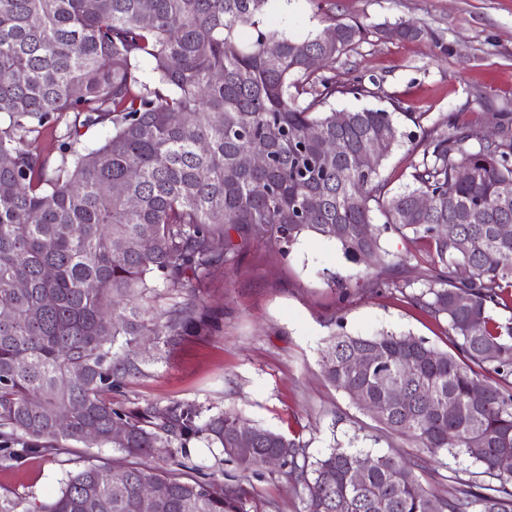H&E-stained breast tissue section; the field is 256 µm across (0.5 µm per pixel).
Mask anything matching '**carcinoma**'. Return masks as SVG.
Instances as JSON below:
<instances>
[{
    "mask_svg": "<svg viewBox=\"0 0 512 512\" xmlns=\"http://www.w3.org/2000/svg\"><path fill=\"white\" fill-rule=\"evenodd\" d=\"M271 2L0 0L3 435L33 452L73 441L133 458L156 448L186 458L190 442L202 439L243 478L279 454L302 485L301 512H512V473L499 469L512 456V316L494 318L512 312V236L499 232L512 224V116L494 114L495 128L485 132L451 113L444 128L423 130L422 161L394 192L379 176L402 145L393 113L320 111L338 94L367 90L307 64L309 52L325 62L348 52L366 27L330 17L316 35L295 40L269 29ZM389 33L410 40L424 29L400 23ZM68 112L74 120L57 139L56 164L26 149ZM94 127L106 135L91 147L81 137ZM257 149L268 161L244 165ZM422 196L431 199L427 209L417 204ZM232 230L243 241L267 234L286 253L313 235L372 268L386 265L388 232L428 245L420 286L373 285L444 318L456 353L411 333L352 335L340 324L320 367L356 405L383 406L377 421L387 432L433 455L466 456L475 466L468 478L441 492L402 457L360 448L310 461L303 443L235 410L203 420L178 401L112 405V390L142 373L143 337L160 344L214 324L199 292L235 249ZM156 274L180 300L157 304ZM372 352L377 364L353 365ZM396 386L405 401H389ZM117 422L121 440L112 438ZM242 426L252 431L247 453L237 451ZM125 473L117 490L111 469L87 464L67 473L37 512H144L141 489L154 485L165 490L161 512H247L239 483L163 466Z\"/></svg>",
    "mask_w": 512,
    "mask_h": 512,
    "instance_id": "cac0c4a2",
    "label": "carcinoma"
}]
</instances>
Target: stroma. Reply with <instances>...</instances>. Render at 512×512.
Listing matches in <instances>:
<instances>
[{"instance_id":"35a3bbf8","label":"stroma","mask_w":512,"mask_h":512,"mask_svg":"<svg viewBox=\"0 0 512 512\" xmlns=\"http://www.w3.org/2000/svg\"><path fill=\"white\" fill-rule=\"evenodd\" d=\"M368 25L366 36L336 62L327 76L357 78L366 96L336 95L328 108H390L400 131L440 126L448 114L485 129L494 113H512V0H275L270 27L302 40L322 29L327 17ZM415 22L425 31L413 41L383 37L379 26ZM420 124H413L414 116ZM382 247L399 257L386 277L418 281L428 273L426 246L393 233ZM364 266L347 261L336 244L300 238L282 253L268 238L240 245L234 258L210 269L200 298L215 326L201 336L162 345L142 375L114 390V405L133 408L181 401L202 416L227 409L252 422L305 442L310 458L334 447L397 452L423 460L419 477L433 484L462 471L468 460L448 453L432 457L412 440L386 432L376 418L322 377L320 351L337 327L371 336L410 332L448 349L447 323L391 288H374ZM346 279L348 291L338 288ZM185 466L198 479L234 475L219 449L191 441ZM88 463L119 470L130 459L119 449L63 443L51 456L30 454L0 465V493L20 499L30 512L55 496L67 472ZM248 512H300V487L280 468L266 467L243 482Z\"/></svg>"}]
</instances>
